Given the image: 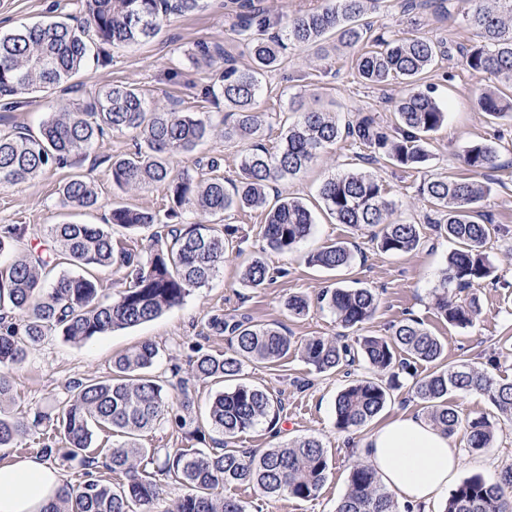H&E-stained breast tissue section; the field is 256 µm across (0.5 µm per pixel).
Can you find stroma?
Returning <instances> with one entry per match:
<instances>
[{"mask_svg":"<svg viewBox=\"0 0 512 512\" xmlns=\"http://www.w3.org/2000/svg\"><path fill=\"white\" fill-rule=\"evenodd\" d=\"M407 8L406 0H380L367 20L373 36L403 37L412 34L447 42L449 47L476 42L475 31L464 22L458 10L440 16L428 0H415ZM81 0H0V34L16 27L61 16L78 18ZM235 19L224 8V0H209L206 7L185 15H173L164 21L151 41L131 46L107 48V58L89 65L67 83L46 92L25 96L22 101L0 99V131L19 127L37 130L49 112H62L89 92L114 84L139 88L158 106L179 112L210 114L214 128L209 137L190 154L173 159L175 171L194 170L198 161L217 158L226 181L240 180V144L224 139L219 104L204 91L216 86L225 59L237 65L249 62L244 42L236 31ZM220 50L212 66H198L194 57L201 47ZM356 53L344 48L324 52L289 46L281 65L262 79V94L256 110L263 116L262 139L267 148L280 141L283 123L293 107L316 108L332 113L340 122L373 118L387 135L396 132L394 105L404 86L393 83L375 86L364 81L355 68ZM422 86L433 88L448 107L447 122L435 133L431 157L426 165L408 169L385 159L363 164L359 148L340 141L322 150L308 170L297 177L277 183L278 193L304 201L312 210L316 224L310 237L288 252L267 251L259 235L264 222L262 210H237L225 215L236 233L233 246L208 285L192 290L185 300L160 317L133 328L117 330L106 336L73 344L52 336L33 350L24 365L14 369V412L41 409L57 417L70 396V382L109 374L113 356L129 352L150 341L160 349L153 373L168 391H175L179 379H186L198 418H205L210 400L228 389V382L196 380L187 372L193 349L220 353L228 347V337L208 330L209 315L241 314L260 324L283 327L295 342L312 336H335L342 327L330 312L311 308L307 315L294 317L284 306L288 296L302 295L317 300L327 288L361 287L372 290L378 306L364 326L367 335H388L393 325L407 318L419 319L425 328L445 344L447 362L462 359L485 366L489 357L506 350L505 340L512 336V121L494 122L474 106L478 92L488 85L484 75L470 70L461 56L439 61L424 75ZM486 142L497 151L498 167L491 171L481 209L500 233L492 235L485 250L496 267V283L475 288L480 313L471 326L448 324L433 307L437 287L452 243L438 237L426 224L432 207L419 193L425 179L438 174H461L466 146ZM128 133H107L98 140L87 160L54 168L40 177L12 187H0V225L25 227L24 246L39 247L47 242L46 227L67 222L106 223L113 205L164 214L167 190L151 185L129 193L112 187L108 161L116 155L132 152ZM369 169L383 181L389 199L396 204L389 219L425 227L422 245L408 253L380 251L370 227L350 228L335 223L322 209L318 188L329 175L350 170ZM91 174L98 185L99 204L91 209L64 208L59 204L60 187L77 175ZM342 242L354 254L351 266L328 271L310 266L308 256L321 247ZM264 252L271 269L283 270V277L264 287H243V265L255 252ZM366 362L356 363L349 372L320 373L305 363L300 350L273 365L245 363L242 378L282 402L278 432L266 425L241 433L239 448H266L304 436L319 439L328 451L329 476L316 497L302 500L288 496L266 497L259 490L241 486L225 487L224 493L247 501L250 512H335L348 486V468L362 460V449L370 434L388 421L404 415H423V403L408 388L394 391L384 409L367 425L354 432L335 426V400L349 379L369 375ZM455 447L464 451L460 478L476 474L495 479L504 467L512 465V426L496 434L491 448L467 452L465 430L451 437Z\"/></svg>","mask_w":512,"mask_h":512,"instance_id":"35a3bbf8","label":"stroma"}]
</instances>
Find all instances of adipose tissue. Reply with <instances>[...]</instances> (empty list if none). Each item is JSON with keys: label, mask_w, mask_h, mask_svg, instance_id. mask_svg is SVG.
Here are the masks:
<instances>
[{"label": "adipose tissue", "mask_w": 512, "mask_h": 512, "mask_svg": "<svg viewBox=\"0 0 512 512\" xmlns=\"http://www.w3.org/2000/svg\"><path fill=\"white\" fill-rule=\"evenodd\" d=\"M400 504L430 505L459 473L461 455L427 420L402 415L375 430L364 450ZM62 485L59 471L37 458L0 464V512H46Z\"/></svg>", "instance_id": "adipose-tissue-1"}]
</instances>
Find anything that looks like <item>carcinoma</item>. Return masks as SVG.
<instances>
[{"label": "carcinoma", "instance_id": "cac0c4a2", "mask_svg": "<svg viewBox=\"0 0 512 512\" xmlns=\"http://www.w3.org/2000/svg\"><path fill=\"white\" fill-rule=\"evenodd\" d=\"M378 0H326L313 12L289 19L271 37H255L249 31L264 21L252 0H231L236 6V26L247 35L249 64L228 63L220 83L207 90L214 101H224V137L243 144L241 180L231 187L219 175L214 159L198 164L196 172L176 173L172 159L191 152L208 136L212 121L197 112L159 110L150 106L138 89L123 85L100 90L61 113L50 112L39 133L0 135V186H12L39 177L55 166L79 162L105 133H131L135 151L112 160V186L121 191L145 186H166L170 205L166 222L156 214L115 205L110 223L130 230H149L152 249L143 258L112 238L98 224H51L49 246L28 249L8 264H0V447L27 445L38 435L37 455L45 460L76 464L81 480L60 488L50 512H132L133 504L151 512L163 493L161 479L189 489L172 512H248L238 499L224 496V487L245 485L258 488L266 497H315L323 488L329 470L327 451L316 438L303 437L266 448L260 453L234 446L238 434L266 421L270 430L279 423V410L265 391L240 381L218 393L209 409L208 426L199 423L193 402L183 396L170 403V394L152 374L159 356L149 341L133 352L112 359L108 376L75 381L70 398L56 422L34 409L15 415L6 406L14 401L8 371L22 365L29 351L49 336L83 343L118 329L138 326L181 304L196 288L206 286L233 244L235 229L218 226L211 218L234 209L262 208L266 211L261 236L266 247L287 252L312 233L315 219L303 202L277 197L269 204V190L285 178L305 170L317 154L337 140L352 144L404 168L417 169L430 156L431 134L445 122L447 112L428 91L420 89L421 76L440 59L451 56L442 41L412 36L374 39L375 48L356 57L360 76L381 86L401 80L410 86L394 107L400 136L393 139L380 132L366 117L354 125L341 126L329 113L306 109L282 134L280 144L270 150L256 141L260 117L255 106L262 92V76L277 67L281 50L291 43L311 49L334 36L341 45L355 48L367 35L360 20ZM463 15L477 31L479 41L462 48L466 66L499 82H512V0H458ZM84 21L40 22L22 25L0 34V97L16 99L45 92L68 82L103 45L126 46L145 42L160 30L171 14H187L203 8V0H82ZM476 108L493 120H512V102L494 86L475 98ZM492 146L478 142L467 147L463 162L472 177L436 176L425 180L420 194L435 208L438 218L432 229L457 244L448 254L446 268L434 291V308L448 324L466 327L479 311L476 298L453 300L451 289L463 290L496 278L484 247L501 227L477 218V206L487 187L478 180L496 165ZM328 214L338 224L351 228L381 226L374 236L385 253H407L422 244L418 224L386 223L394 202L383 182L371 172L357 171L324 180L319 190ZM99 197L93 178L80 175L60 187L64 207L93 208ZM197 217L183 229L186 215ZM24 237L20 224L0 226V251L19 244ZM78 269L95 267L122 272L129 286L104 300L107 286L99 278L62 274L46 283L47 270L59 258ZM353 260L351 250L340 243L324 246L309 256V263L327 270L345 268ZM271 278L264 258L256 255L244 267L241 280L248 288H261ZM346 329L366 324L377 309V297L368 288L336 287L318 298ZM289 314L309 313L310 301L290 295L285 301ZM208 328L229 334L230 349L209 353L195 349L189 360L190 374L197 380L230 379L241 376L243 364H274L288 357L292 337L279 326L258 324L247 317L225 319L209 316ZM443 341L421 322L406 319L389 336H362L355 344L336 337L312 336L301 346L304 360L319 373L342 370L363 359L372 375L351 381L336 396L335 425L342 431L365 426L384 408L390 391L412 378L410 390L424 404L427 418L445 435H453L466 424L468 450L480 452L493 444L496 424L483 416L462 421L448 396L475 391L487 396L499 413V421L512 424V379L497 380L492 371L497 357L481 368L469 362L445 363ZM424 362L433 370L421 377L416 365ZM168 424L206 443V429L224 435L220 450L206 452L178 448L166 452L158 471L151 472L144 460L154 458L157 448H147L143 434ZM121 441L101 453L93 450L98 432ZM121 473L125 481L114 484L104 471ZM336 512H400L382 487L375 469L355 461L349 467L348 488ZM443 512H512V466L490 482L480 475L461 481L448 497Z\"/></svg>", "mask_w": 512, "mask_h": 512}]
</instances>
